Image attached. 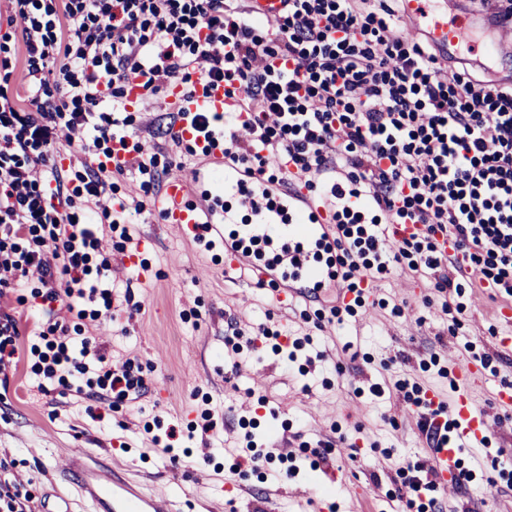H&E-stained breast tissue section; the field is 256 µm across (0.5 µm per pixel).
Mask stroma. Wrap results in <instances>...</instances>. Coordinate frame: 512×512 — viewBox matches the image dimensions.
<instances>
[{
  "label": "stroma",
  "mask_w": 512,
  "mask_h": 512,
  "mask_svg": "<svg viewBox=\"0 0 512 512\" xmlns=\"http://www.w3.org/2000/svg\"><path fill=\"white\" fill-rule=\"evenodd\" d=\"M15 10L0 0V78L12 94L26 79L20 27L8 22ZM93 113L111 120L128 151L148 145L156 166L110 174L111 197L145 209L128 224H98L84 283H111L112 307L76 299L65 324L112 366H129L144 394L116 400L92 369L64 387L33 388L48 347L30 332L48 315L42 285L29 278L14 314L33 349L0 380V460L26 482L31 512H87L57 469L67 455L121 469L175 512H512V410L494 399L512 386V353L498 347L507 295L466 277L442 293L403 262L375 274L373 293L351 312L335 315L332 291L281 308L276 283L225 279L223 245L184 234L155 209L168 178L204 163L197 142L171 141L175 114L163 93L124 111L106 98ZM111 149L92 129L69 148L61 192L73 211L87 209L84 164L107 162ZM130 254L134 266L123 267ZM233 335L235 352L224 346ZM464 359L483 365L471 397L492 429L478 455H459L465 479L454 492L413 489L411 469L430 454L414 401L451 395L453 363ZM248 440L262 453L256 463L225 453V443Z\"/></svg>",
  "instance_id": "35a3bbf8"
}]
</instances>
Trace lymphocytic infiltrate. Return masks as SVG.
Returning a JSON list of instances; mask_svg holds the SVG:
<instances>
[{
  "instance_id": "f902f5d3",
  "label": "lymphocytic infiltrate",
  "mask_w": 512,
  "mask_h": 512,
  "mask_svg": "<svg viewBox=\"0 0 512 512\" xmlns=\"http://www.w3.org/2000/svg\"><path fill=\"white\" fill-rule=\"evenodd\" d=\"M31 109L0 87V361L20 350L19 322L3 308L8 289L36 273L44 301L84 297L87 247L99 246L87 216L48 202L40 168H54L74 144L88 108L122 97L125 82L154 93L188 64L213 81L239 86L264 116L247 135L229 128L224 155L264 173L285 154L295 180L333 203L342 279L385 272L403 257L414 271L453 282L435 235L448 232L476 276L512 296V85L468 68L446 73L428 45L399 30L391 0H288L274 40L237 0H17ZM64 59L67 107L52 100L45 75ZM425 225L391 245L385 225ZM57 321L56 351L42 369L86 372Z\"/></svg>"
}]
</instances>
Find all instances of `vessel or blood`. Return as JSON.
<instances>
[{
    "label": "vessel or blood",
    "mask_w": 512,
    "mask_h": 512,
    "mask_svg": "<svg viewBox=\"0 0 512 512\" xmlns=\"http://www.w3.org/2000/svg\"><path fill=\"white\" fill-rule=\"evenodd\" d=\"M403 9L408 32L415 39L427 40L443 60H450L455 51L470 47L473 39L470 22L462 18L449 20L447 9L436 7L435 0H403ZM241 99V94H226L220 82L202 85L198 93L190 96L184 95L179 85H169L166 102L182 115L174 126V135L184 139L195 137L196 129L190 122L192 116L221 117L227 113L237 114L241 124L239 132L247 134L250 118L240 111ZM229 180L245 188L250 201L260 204L258 229L267 236L271 246L278 249L286 245L299 247L301 264L292 268L250 260L229 239L224 243L225 275H234L246 265L260 276L282 278L290 290L334 289L342 304L349 303L354 296L372 292L370 276H363L357 290L353 291L344 288L341 280L331 278L329 268L313 260L314 253L333 240L334 208L328 199L309 196L294 186L284 190L272 184L255 183L245 169L224 157H216L207 172L208 186L218 192ZM191 185V180L185 177H174L165 183L156 208L167 223L180 225L187 233L195 231L200 224L209 225L211 230L218 232L223 225L236 223L235 211H200L188 205ZM481 374L480 365L474 361L456 363L450 401L435 396L429 404L433 410L448 407L455 420L453 435L447 445L433 450L426 463L435 485L445 491L454 489L458 481L456 462L462 448L481 440L491 427L488 415L473 405L470 396ZM65 469L75 476V489L93 512H171L168 499L144 492L116 468L102 464L92 467L84 464L82 458L71 457L66 461Z\"/></svg>",
    "instance_id": "1"
}]
</instances>
